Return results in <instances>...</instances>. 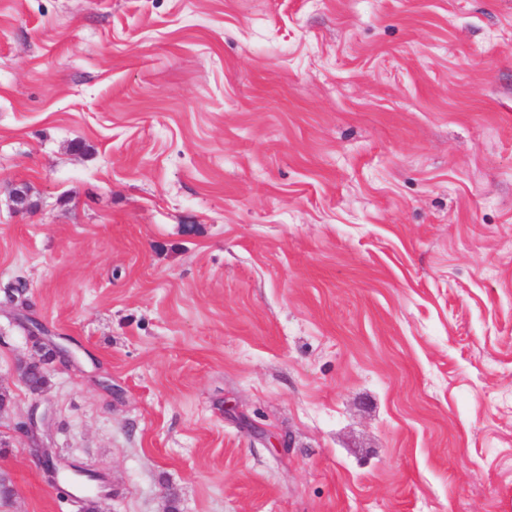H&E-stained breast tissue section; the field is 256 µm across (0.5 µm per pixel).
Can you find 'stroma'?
I'll list each match as a JSON object with an SVG mask.
<instances>
[{
  "label": "stroma",
  "instance_id": "obj_1",
  "mask_svg": "<svg viewBox=\"0 0 512 512\" xmlns=\"http://www.w3.org/2000/svg\"><path fill=\"white\" fill-rule=\"evenodd\" d=\"M4 390L0 512L35 406L97 512H512V0H0ZM48 343L53 346L52 349L57 358L61 359L64 363H71L73 361L72 353L66 347L50 340H48ZM41 349L43 350V354L38 361L39 363L28 378L30 387H42L46 385L48 381V370L46 366L56 359L55 354L50 348L41 346Z\"/></svg>",
  "mask_w": 512,
  "mask_h": 512
}]
</instances>
